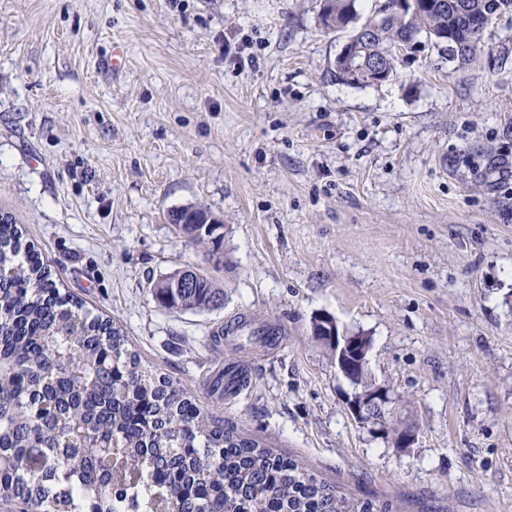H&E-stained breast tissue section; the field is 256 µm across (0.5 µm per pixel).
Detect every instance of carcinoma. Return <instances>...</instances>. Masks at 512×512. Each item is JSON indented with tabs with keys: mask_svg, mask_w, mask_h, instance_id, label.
Wrapping results in <instances>:
<instances>
[{
	"mask_svg": "<svg viewBox=\"0 0 512 512\" xmlns=\"http://www.w3.org/2000/svg\"><path fill=\"white\" fill-rule=\"evenodd\" d=\"M418 0L403 15L380 7L352 27L362 63L396 73L416 32L464 64L482 33L469 19L512 13V0ZM355 0H324L320 22L345 30ZM336 80L373 85L336 65ZM202 203L169 219L194 243L224 246V225L200 224ZM22 232L0 214V502L22 512H392L357 501L299 464L204 411L170 378L141 364L119 325L60 291ZM171 311L224 307V288L204 275L190 288H158Z\"/></svg>",
	"mask_w": 512,
	"mask_h": 512,
	"instance_id": "1",
	"label": "carcinoma"
}]
</instances>
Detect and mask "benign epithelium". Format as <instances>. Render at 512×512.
Instances as JSON below:
<instances>
[{
    "instance_id": "benign-epithelium-1",
    "label": "benign epithelium",
    "mask_w": 512,
    "mask_h": 512,
    "mask_svg": "<svg viewBox=\"0 0 512 512\" xmlns=\"http://www.w3.org/2000/svg\"><path fill=\"white\" fill-rule=\"evenodd\" d=\"M312 335L315 337H336V368L353 385V393L347 397L346 406L351 416L362 425L385 426L398 397L386 384L365 383L369 376L368 354L371 339L367 336H341L336 322L321 316L313 320ZM398 446L410 448L416 441V428L413 424L399 422Z\"/></svg>"
}]
</instances>
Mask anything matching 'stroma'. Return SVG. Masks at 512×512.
<instances>
[{"label": "stroma", "mask_w": 512, "mask_h": 512, "mask_svg": "<svg viewBox=\"0 0 512 512\" xmlns=\"http://www.w3.org/2000/svg\"><path fill=\"white\" fill-rule=\"evenodd\" d=\"M320 8L0 0V211L225 425L395 512H512V16L467 63L425 43L355 87ZM196 202L224 220V306L170 312L155 284L207 254L167 213ZM320 314L370 337L413 447L350 415ZM230 323L287 336L218 341ZM234 363L251 384L216 400Z\"/></svg>", "instance_id": "35a3bbf8"}]
</instances>
